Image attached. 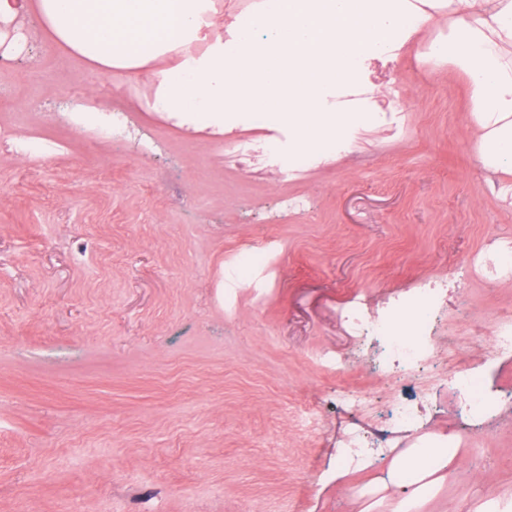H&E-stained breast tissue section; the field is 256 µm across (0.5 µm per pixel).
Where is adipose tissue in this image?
I'll use <instances>...</instances> for the list:
<instances>
[{
	"instance_id": "adipose-tissue-1",
	"label": "adipose tissue",
	"mask_w": 512,
	"mask_h": 512,
	"mask_svg": "<svg viewBox=\"0 0 512 512\" xmlns=\"http://www.w3.org/2000/svg\"><path fill=\"white\" fill-rule=\"evenodd\" d=\"M218 0H0V57L28 52L33 35L83 59L91 70L151 69L152 111L175 126L223 135L245 118L288 125L301 149L326 155L331 142L369 112H341L327 101L358 82L359 66L399 55L435 14L453 8L446 36L428 58L469 82L475 146L512 197V0H256L248 21L217 24ZM455 435L423 439L388 466L392 512H419L447 480Z\"/></svg>"
}]
</instances>
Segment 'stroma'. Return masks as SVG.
Masks as SVG:
<instances>
[{"label": "stroma", "instance_id": "obj_1", "mask_svg": "<svg viewBox=\"0 0 512 512\" xmlns=\"http://www.w3.org/2000/svg\"><path fill=\"white\" fill-rule=\"evenodd\" d=\"M447 18L361 72L374 120L322 161L284 125L237 121L220 143L179 128L150 110L148 72L98 75L44 38L0 67V126L59 143L0 145V512H358L355 494L389 512L387 459L339 451L396 397L459 437L424 512L512 490V355L471 340L512 311V276L469 264L512 247V203L478 161L466 76L427 59ZM76 90L120 116L112 140L73 127ZM297 196L306 211L286 209ZM430 287L435 347L476 365L490 422L435 368L389 385L383 337L351 329V307L392 315ZM340 386L368 408L342 409ZM9 145L17 156L32 157L36 153H46L53 149L50 141L33 144L27 140L17 139L10 129L0 128V143Z\"/></svg>", "mask_w": 512, "mask_h": 512}]
</instances>
